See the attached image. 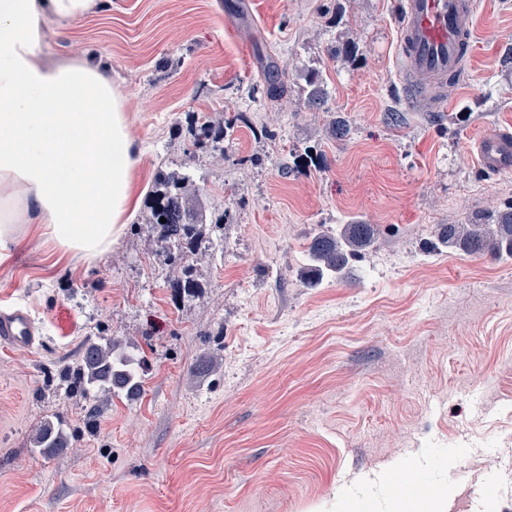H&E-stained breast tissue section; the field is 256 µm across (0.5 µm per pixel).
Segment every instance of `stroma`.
I'll return each mask as SVG.
<instances>
[{
    "label": "stroma",
    "mask_w": 512,
    "mask_h": 512,
    "mask_svg": "<svg viewBox=\"0 0 512 512\" xmlns=\"http://www.w3.org/2000/svg\"><path fill=\"white\" fill-rule=\"evenodd\" d=\"M401 0H97L49 22L46 53L109 69L142 153L120 239L51 263L33 224L0 266V313L34 342L0 347V512H345V494L398 512V463L447 488L436 512H512V259L430 251L440 224L512 200V169L475 143L512 132V0H479L465 91L444 112L405 102ZM352 43L354 56L328 49ZM283 63L288 93L267 95ZM316 70L325 109L306 106ZM225 122L224 151L194 138ZM347 134L336 138L333 124ZM183 163L223 248L189 262L180 296L143 221L162 162ZM378 230L347 279L308 287L318 227ZM140 360L143 393L104 404L48 383L90 339ZM71 432L47 458L45 419ZM31 448L47 456L62 455L70 446L69 428L62 421L46 420L31 436Z\"/></svg>",
    "instance_id": "stroma-1"
}]
</instances>
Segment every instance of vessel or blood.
<instances>
[{
  "label": "vessel or blood",
  "mask_w": 512,
  "mask_h": 512,
  "mask_svg": "<svg viewBox=\"0 0 512 512\" xmlns=\"http://www.w3.org/2000/svg\"><path fill=\"white\" fill-rule=\"evenodd\" d=\"M476 10L477 0H402L401 49L409 89L416 91L425 81H434L441 90L439 105L447 107L451 100L448 77L459 73L467 61L462 47L474 41ZM477 154L487 168L512 164V134H487L480 140ZM33 341L24 312L0 317V344L17 350Z\"/></svg>",
  "instance_id": "b4317fda"
}]
</instances>
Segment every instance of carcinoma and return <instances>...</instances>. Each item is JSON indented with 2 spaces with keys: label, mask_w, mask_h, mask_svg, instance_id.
<instances>
[{
  "label": "carcinoma",
  "mask_w": 512,
  "mask_h": 512,
  "mask_svg": "<svg viewBox=\"0 0 512 512\" xmlns=\"http://www.w3.org/2000/svg\"><path fill=\"white\" fill-rule=\"evenodd\" d=\"M306 106L320 111L327 101L323 78L314 74L308 79ZM198 136L220 143L224 129L210 120L195 124ZM166 222H160V218ZM148 224L160 227V252L172 270L170 286L178 292L191 293L197 284L192 277L190 254L199 243L200 228L209 221L196 200L187 168L160 169L155 180ZM376 229L371 224H343L335 231L316 232L308 246V267L303 277L310 287L326 278L339 279L350 263L361 259L375 242ZM460 250L467 255L491 254L512 258V202L498 211L492 222L472 220L469 224H438L429 249ZM59 385L68 393H78L90 402L84 425L94 432L99 407L114 395L128 399L142 390V373L120 340L99 336L87 341L74 363L56 374ZM70 446L69 428L58 420H47L31 436V447L47 457L63 454Z\"/></svg>",
  "instance_id": "obj_1"
}]
</instances>
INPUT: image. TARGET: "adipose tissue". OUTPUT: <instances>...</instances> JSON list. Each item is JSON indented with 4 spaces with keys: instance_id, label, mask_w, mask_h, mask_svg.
Masks as SVG:
<instances>
[{
    "instance_id": "adipose-tissue-1",
    "label": "adipose tissue",
    "mask_w": 512,
    "mask_h": 512,
    "mask_svg": "<svg viewBox=\"0 0 512 512\" xmlns=\"http://www.w3.org/2000/svg\"><path fill=\"white\" fill-rule=\"evenodd\" d=\"M95 0H0V264L21 213L63 255L93 260L119 238L136 204L142 155L110 71L49 60V20L77 22Z\"/></svg>"
}]
</instances>
